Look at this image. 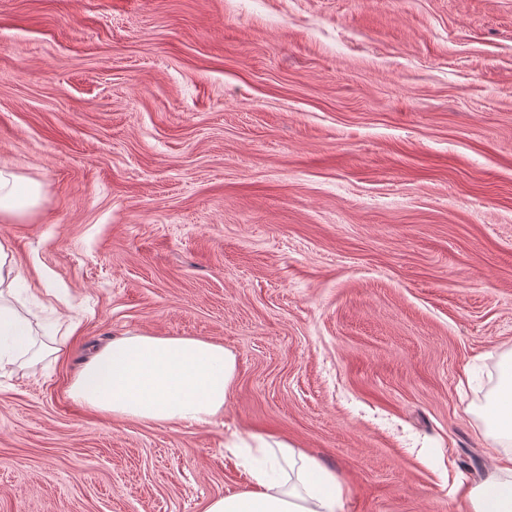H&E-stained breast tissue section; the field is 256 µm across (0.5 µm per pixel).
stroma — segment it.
<instances>
[{
  "mask_svg": "<svg viewBox=\"0 0 512 512\" xmlns=\"http://www.w3.org/2000/svg\"><path fill=\"white\" fill-rule=\"evenodd\" d=\"M0 218L43 355L0 369V512H203L233 428L344 512H469L512 362V0H0ZM137 334L236 356L223 423L77 404ZM40 197L38 186L23 183L16 175L0 169V216H22L39 204Z\"/></svg>",
  "mask_w": 512,
  "mask_h": 512,
  "instance_id": "1",
  "label": "stroma"
}]
</instances>
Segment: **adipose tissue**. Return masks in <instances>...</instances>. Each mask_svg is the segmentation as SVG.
I'll list each match as a JSON object with an SVG mask.
<instances>
[{"mask_svg":"<svg viewBox=\"0 0 512 512\" xmlns=\"http://www.w3.org/2000/svg\"><path fill=\"white\" fill-rule=\"evenodd\" d=\"M38 186L0 169V216L35 208ZM22 280L13 251L0 242V363L27 350L33 326L12 303ZM236 376V356L224 345L190 337L139 334L117 338L84 367L71 397L99 412L128 419L210 424L224 415ZM489 428L508 452L495 471L466 488L471 512H512V367L498 391ZM246 450L251 488L210 500L204 512H343L344 489L333 472L287 440L259 433L231 435Z\"/></svg>","mask_w":512,"mask_h":512,"instance_id":"adipose-tissue-1","label":"adipose tissue"}]
</instances>
